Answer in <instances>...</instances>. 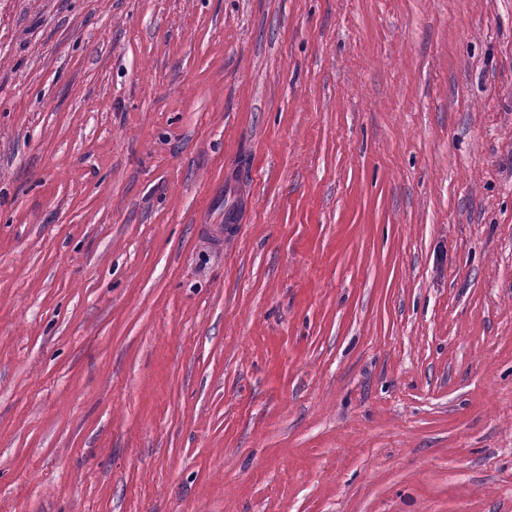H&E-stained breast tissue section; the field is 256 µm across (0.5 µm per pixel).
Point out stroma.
I'll use <instances>...</instances> for the list:
<instances>
[{"label":"stroma","mask_w":512,"mask_h":512,"mask_svg":"<svg viewBox=\"0 0 512 512\" xmlns=\"http://www.w3.org/2000/svg\"><path fill=\"white\" fill-rule=\"evenodd\" d=\"M0 512H512V0H0Z\"/></svg>","instance_id":"1"}]
</instances>
